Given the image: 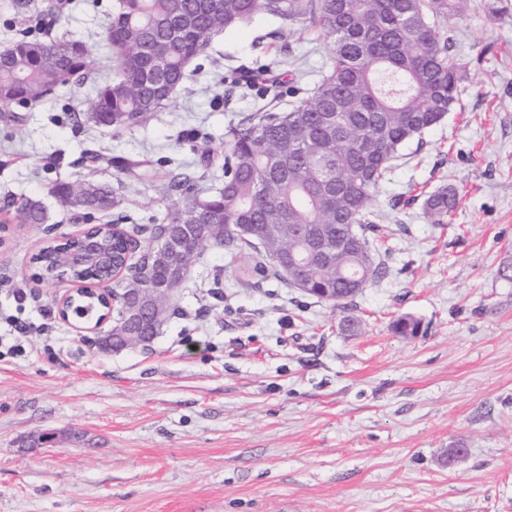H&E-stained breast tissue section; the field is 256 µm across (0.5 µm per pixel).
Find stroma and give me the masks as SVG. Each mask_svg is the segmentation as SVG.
Listing matches in <instances>:
<instances>
[{"mask_svg": "<svg viewBox=\"0 0 512 512\" xmlns=\"http://www.w3.org/2000/svg\"><path fill=\"white\" fill-rule=\"evenodd\" d=\"M111 7L73 10L50 32L101 55ZM448 35L466 70L445 119L375 195L369 239L386 275L355 298L358 331L214 247L153 342L106 354L59 319L69 281L32 262L82 224L54 206L49 223L0 226V512H512V280L499 274L512 264V15L471 0ZM208 54L173 105L118 137L70 119L87 84L0 117V201L61 176L111 184L134 221L163 214L160 178L89 168L84 150L195 171L193 143L223 160L230 123L296 103L226 94L231 69L274 60L309 92L331 67L326 43L300 47L265 14L211 36ZM443 185L458 205L434 224L417 196ZM405 315L418 336L392 331ZM452 448L465 455L448 468Z\"/></svg>", "mask_w": 512, "mask_h": 512, "instance_id": "stroma-1", "label": "stroma"}]
</instances>
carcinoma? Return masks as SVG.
I'll use <instances>...</instances> for the list:
<instances>
[{
	"label": "carcinoma",
	"instance_id": "cac0c4a2",
	"mask_svg": "<svg viewBox=\"0 0 512 512\" xmlns=\"http://www.w3.org/2000/svg\"><path fill=\"white\" fill-rule=\"evenodd\" d=\"M469 0H115L106 15L101 42L111 74L92 83L77 125L105 128L119 135L167 108L190 76L191 64L206 55L209 38L264 13L288 23L295 35H315L332 46V65L311 95L288 112L261 107L225 133L221 185L207 193L187 171L163 172L170 199L163 217L132 227L126 236L108 230L122 200L112 186L93 180L57 179L47 194L76 221L98 222L107 260L75 273L78 278L110 280L116 267L135 269L118 282L150 288L167 275L154 257L168 237V224L189 212L207 225L191 250L201 254L224 245L243 259L242 272H272L301 290L329 289L328 298L352 326L350 304L386 269L377 261L366 232L378 215L374 194L398 151L415 136L439 124L458 96L462 66L448 45V21ZM74 0L42 3L41 24L61 20ZM0 51V112L10 114L53 100L66 88L88 82L95 60L88 44L70 33L45 39L29 27L15 28ZM274 63L235 69L224 77L227 92L242 95L275 82ZM89 167L105 162L137 178L152 162L128 157L85 156ZM457 206L456 190L442 186L423 195L422 209L434 224H446ZM0 210L24 224H45L48 208L40 198L12 199ZM248 226V232L241 231ZM312 228L336 250L330 263L310 261L284 268V259L303 249L298 231ZM147 236L142 254H128L125 238ZM80 240L51 242L34 257L41 277L59 273L60 253ZM97 299L84 297L72 315L94 322Z\"/></svg>",
	"mask_w": 512,
	"mask_h": 512
}]
</instances>
